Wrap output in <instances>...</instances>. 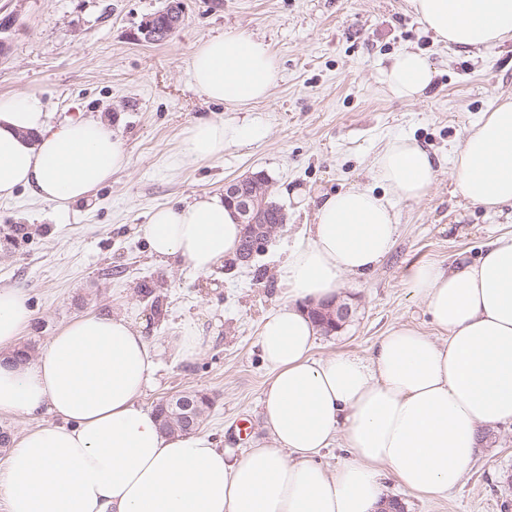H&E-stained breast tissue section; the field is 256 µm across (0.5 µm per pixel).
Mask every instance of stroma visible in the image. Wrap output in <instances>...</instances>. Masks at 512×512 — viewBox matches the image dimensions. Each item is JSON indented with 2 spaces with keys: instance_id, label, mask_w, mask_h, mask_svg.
I'll use <instances>...</instances> for the list:
<instances>
[{
  "instance_id": "1",
  "label": "stroma",
  "mask_w": 512,
  "mask_h": 512,
  "mask_svg": "<svg viewBox=\"0 0 512 512\" xmlns=\"http://www.w3.org/2000/svg\"><path fill=\"white\" fill-rule=\"evenodd\" d=\"M183 21L161 44L141 27L168 0H0V96L39 93L55 120L82 112L109 120L130 156L127 169L89 198L60 211L18 189L0 199V286L22 289L32 311L23 340L42 350L73 318L118 310L156 342L187 325L207 341L190 358L168 351L142 401L179 391L213 399L204 432L219 447L246 449L266 435L259 399L270 372L256 346L262 319L285 297L278 267L314 222L312 207L288 199L371 184L370 164L387 140L409 135L433 156L437 176L420 200L399 204L397 242L362 280L345 279L337 299L350 308L340 331L319 335L315 356L368 354L392 326L437 331L405 286L416 264L454 266L512 232V206L492 213L456 190L451 158L465 129L512 95V43L481 49L437 42L408 0H181ZM237 30L265 39L281 81L248 112L207 101L193 87L191 56L210 36ZM421 51L436 77L415 101L386 96L378 71L402 49ZM197 119L248 122L258 136L193 166L174 156ZM262 171L286 224L248 268L199 274L164 264L141 227L159 206ZM248 433H240L239 421ZM458 490L421 500L384 474L385 494L406 512H512V423L485 431Z\"/></svg>"
}]
</instances>
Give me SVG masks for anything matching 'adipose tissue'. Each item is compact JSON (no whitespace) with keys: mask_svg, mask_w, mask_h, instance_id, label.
Returning <instances> with one entry per match:
<instances>
[{"mask_svg":"<svg viewBox=\"0 0 512 512\" xmlns=\"http://www.w3.org/2000/svg\"><path fill=\"white\" fill-rule=\"evenodd\" d=\"M410 2L440 42H512V0ZM435 76L425 56L406 49L381 68L379 83L415 100ZM191 77L208 101L248 112L278 86L280 63L264 41L228 31L195 48ZM252 132L192 122L176 162L220 157ZM128 164L103 119L57 123L37 94L0 96V198L24 187L65 208ZM452 169L468 202L512 206V96L466 128ZM372 173L381 192L350 185L318 197L308 235L279 267L287 298L258 341L271 372L261 399L267 440L240 451L201 431L162 433L140 401L162 347L124 314L88 313L50 336L36 360L0 359V414L37 422L0 469L6 512H376L384 469L421 498L456 488L482 428L512 422V232L460 267L410 268L408 289L440 340L401 325L368 355L314 358L306 303L333 301L343 279L378 268L398 234V204L425 196L436 166L417 141L395 136ZM143 233L160 262L205 274L234 257L241 226L223 197L204 193L155 209ZM31 319L25 295L0 288V349L15 347ZM337 443L348 456L330 472L319 456Z\"/></svg>","mask_w":512,"mask_h":512,"instance_id":"obj_1","label":"adipose tissue"}]
</instances>
